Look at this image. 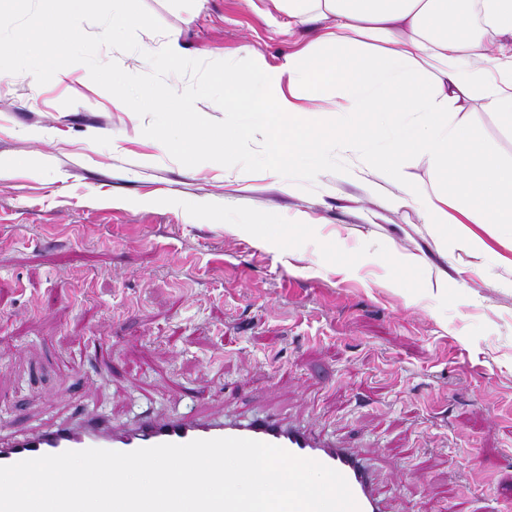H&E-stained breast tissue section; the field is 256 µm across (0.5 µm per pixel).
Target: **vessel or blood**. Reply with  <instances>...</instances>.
Instances as JSON below:
<instances>
[{
  "label": "vessel or blood",
  "instance_id": "vessel-or-blood-1",
  "mask_svg": "<svg viewBox=\"0 0 512 512\" xmlns=\"http://www.w3.org/2000/svg\"><path fill=\"white\" fill-rule=\"evenodd\" d=\"M248 438L279 446L291 454L316 460L337 470L347 480L359 512H382L368 464L349 449L329 442L312 428L285 425L266 414L246 421L180 417L144 419L135 426L115 430L102 422L78 420L45 431L0 442V466L87 448L130 452L164 443L184 444L197 439Z\"/></svg>",
  "mask_w": 512,
  "mask_h": 512
}]
</instances>
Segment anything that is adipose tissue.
<instances>
[{
    "label": "adipose tissue",
    "instance_id": "1",
    "mask_svg": "<svg viewBox=\"0 0 512 512\" xmlns=\"http://www.w3.org/2000/svg\"><path fill=\"white\" fill-rule=\"evenodd\" d=\"M285 16L280 33L312 25L298 52L271 66L224 61V93L238 95L261 118L285 114L296 122L273 174L313 154H352L355 169L386 159L399 192L389 203L418 206L428 223L457 225L461 248L485 253L473 224L512 228V165L481 146L479 129L452 104L474 95L512 132V60L495 78L477 59L512 34V0H481L483 25L469 20L463 0H272ZM335 93L333 120L310 117L307 93ZM429 174L422 181L415 166Z\"/></svg>",
    "mask_w": 512,
    "mask_h": 512
}]
</instances>
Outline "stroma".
I'll use <instances>...</instances> for the list:
<instances>
[{
  "label": "stroma",
  "mask_w": 512,
  "mask_h": 512,
  "mask_svg": "<svg viewBox=\"0 0 512 512\" xmlns=\"http://www.w3.org/2000/svg\"><path fill=\"white\" fill-rule=\"evenodd\" d=\"M187 57L299 48L269 0H142ZM163 34L101 61L148 70ZM512 163L480 99L460 101ZM86 66L0 75V436L75 411L124 428L279 410L370 466L383 512H512V240L395 208V184L308 159L188 168ZM416 256L415 264L392 255Z\"/></svg>",
  "instance_id": "35a3bbf8"
}]
</instances>
